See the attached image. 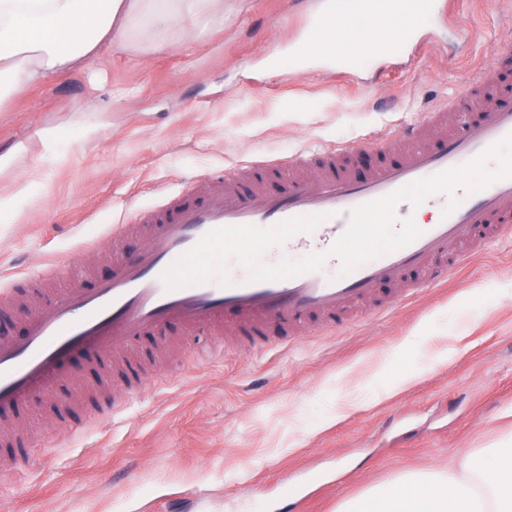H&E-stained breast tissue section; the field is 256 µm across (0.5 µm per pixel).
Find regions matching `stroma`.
<instances>
[{
    "instance_id": "stroma-1",
    "label": "stroma",
    "mask_w": 512,
    "mask_h": 512,
    "mask_svg": "<svg viewBox=\"0 0 512 512\" xmlns=\"http://www.w3.org/2000/svg\"><path fill=\"white\" fill-rule=\"evenodd\" d=\"M290 0H224L168 51L133 40L104 59L0 99V281L32 253L78 256L85 287L112 274L99 227L130 202L155 205L194 172L259 155L387 137L495 64L512 0H452L385 63L333 73L288 65L304 33ZM97 244L76 253L88 237ZM160 382L105 424L69 408L73 433L31 404L34 465L0 482V512H264L303 473L292 512H339L371 487L446 468L512 435V235L448 281L378 319L288 347L231 344L197 368L200 332L168 333Z\"/></svg>"
}]
</instances>
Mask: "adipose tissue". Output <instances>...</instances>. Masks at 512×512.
I'll use <instances>...</instances> for the list:
<instances>
[{"instance_id":"ef3b65f1","label":"adipose tissue","mask_w":512,"mask_h":512,"mask_svg":"<svg viewBox=\"0 0 512 512\" xmlns=\"http://www.w3.org/2000/svg\"><path fill=\"white\" fill-rule=\"evenodd\" d=\"M223 8L224 0H0V97L101 58L136 32L177 45L191 18ZM375 34L397 46L402 24L344 11L311 48L352 55ZM341 512H512V436L447 469L371 488Z\"/></svg>"}]
</instances>
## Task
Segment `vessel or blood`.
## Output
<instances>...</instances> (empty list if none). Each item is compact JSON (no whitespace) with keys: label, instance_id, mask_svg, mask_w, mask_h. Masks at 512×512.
I'll return each mask as SVG.
<instances>
[{"label":"vessel or blood","instance_id":"vessel-or-blood-1","mask_svg":"<svg viewBox=\"0 0 512 512\" xmlns=\"http://www.w3.org/2000/svg\"><path fill=\"white\" fill-rule=\"evenodd\" d=\"M501 72L474 71L465 88L448 103L424 112L403 126L392 143L371 138L318 154L300 151L273 160H257L221 174L204 173L201 198L165 193L159 207H132L131 221L105 225V233L122 238L129 222L142 224L135 257L118 256L109 279L98 288H82L84 272L77 262L48 261L32 276L57 282L53 300L21 309L25 330L0 336V410L23 407L32 399L54 413L67 408L78 382L66 371L78 352L90 355L96 370L114 385L109 400L86 396L83 405L95 417L112 413L120 402L146 392L154 380L142 356H130L133 343L176 325L193 332L220 328L255 351L282 345L299 336L301 327L328 331L352 312L379 315L389 301L377 297L383 283L399 285L405 294L446 282L450 273L490 243L512 232V177L470 191L436 192L420 205L400 201L395 227L426 214L421 234L397 250L369 260L341 275L337 258L323 267L280 281L252 282L246 270L230 266L229 285L211 279L167 289L164 271L213 229L256 225L267 228L311 214L323 222L310 233L286 242L299 256L329 250L346 231L354 208L449 168L468 164L512 135V99ZM438 127L431 140L428 126ZM281 185L272 190L269 178ZM460 204L451 215L450 199ZM35 454L15 440L12 455L0 457V480H11L16 460Z\"/></svg>","mask_w":512,"mask_h":512}]
</instances>
